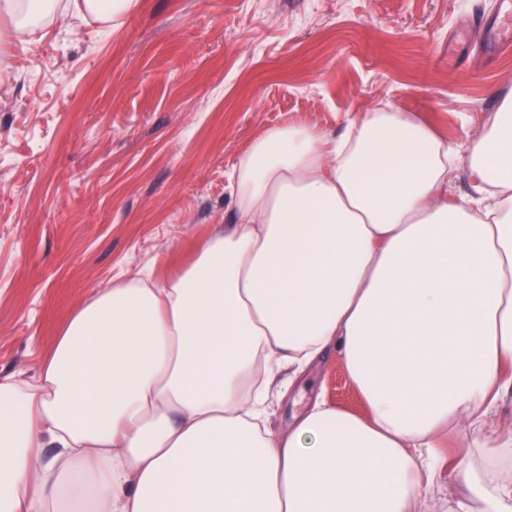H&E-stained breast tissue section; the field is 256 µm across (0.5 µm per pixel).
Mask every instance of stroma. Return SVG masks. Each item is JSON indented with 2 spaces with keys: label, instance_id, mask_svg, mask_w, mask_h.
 <instances>
[{
  "label": "stroma",
  "instance_id": "stroma-1",
  "mask_svg": "<svg viewBox=\"0 0 512 512\" xmlns=\"http://www.w3.org/2000/svg\"><path fill=\"white\" fill-rule=\"evenodd\" d=\"M496 0H138L0 49V378L35 380L72 311L165 279L230 223V175L267 130L327 134L394 105L449 145L512 93V46L455 33ZM360 413L328 354L273 398L286 432L316 400Z\"/></svg>",
  "mask_w": 512,
  "mask_h": 512
}]
</instances>
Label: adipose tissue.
I'll return each instance as SVG.
<instances>
[{
    "instance_id": "ef3b65f1",
    "label": "adipose tissue",
    "mask_w": 512,
    "mask_h": 512,
    "mask_svg": "<svg viewBox=\"0 0 512 512\" xmlns=\"http://www.w3.org/2000/svg\"><path fill=\"white\" fill-rule=\"evenodd\" d=\"M135 0H0V43ZM478 197H448L458 168ZM233 223L175 278L75 309L34 383L0 379V512H416L449 426L485 463L448 512H512V96L465 148L395 107L269 129ZM336 352L364 414L267 427L270 387ZM489 428L509 433L512 431V394L511 392L504 398L500 408L494 413L489 421Z\"/></svg>"
}]
</instances>
